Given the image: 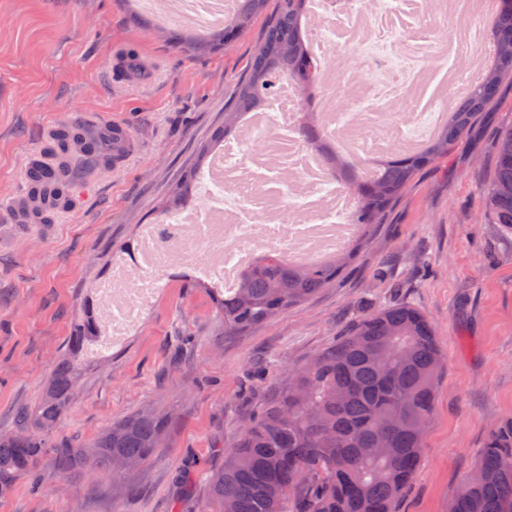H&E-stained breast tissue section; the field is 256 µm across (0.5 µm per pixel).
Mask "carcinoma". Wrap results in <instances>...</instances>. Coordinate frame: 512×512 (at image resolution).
Here are the masks:
<instances>
[{"mask_svg":"<svg viewBox=\"0 0 512 512\" xmlns=\"http://www.w3.org/2000/svg\"><path fill=\"white\" fill-rule=\"evenodd\" d=\"M266 2L244 0L237 16L204 37L162 26L158 30L186 55L218 51L248 29ZM501 3L489 23V78L471 88L421 151L382 161L372 182L348 181L359 201L357 223L363 230L354 246L326 263L302 268L289 266L282 254L269 251L244 274L233 295L212 292L224 332L258 325L341 278L407 186L448 156L479 113L497 99L504 81L512 79V0ZM308 4L279 0L212 141L236 132L243 114L259 102L273 70L288 71L305 99L317 94V75L299 27ZM303 130L332 171L348 168V161L318 137L314 113H305ZM53 150L74 156L73 165L63 167L58 185H43L34 173L27 174L31 199L38 200L46 221L71 183L72 167L94 170L116 162L112 130L96 131L80 123L55 136ZM194 181V172L183 174L170 191L166 211L179 209L192 197ZM487 198L494 223L512 233V127L498 137ZM100 328L95 316L83 313L69 337V357L50 370L41 401L19 412V432H0L1 495L17 478L35 472L47 455L61 475L90 468L120 486L163 446L166 419L151 409L110 424L92 440L50 441L78 383V353L100 335ZM442 367L435 327L420 310L390 305L364 315L305 368L289 375L276 397L242 425L224 464L206 476L197 512H399L419 465ZM507 459L512 460V417L490 430L472 467L482 473V480L475 483L465 474L448 499V512H512V468L504 466Z\"/></svg>","mask_w":512,"mask_h":512,"instance_id":"carcinoma-1","label":"carcinoma"}]
</instances>
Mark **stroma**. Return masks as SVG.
<instances>
[{
    "label": "stroma",
    "mask_w": 512,
    "mask_h": 512,
    "mask_svg": "<svg viewBox=\"0 0 512 512\" xmlns=\"http://www.w3.org/2000/svg\"><path fill=\"white\" fill-rule=\"evenodd\" d=\"M267 19L224 49L186 56L131 22L117 0H0V431L18 427L75 317L136 226L194 166L224 119ZM118 121L132 150L74 174L82 201L24 229L11 211L54 130ZM512 85L442 159L420 173L336 283L246 331L228 334L209 290L169 280L127 342L89 362L52 441L90 438L144 407L168 419L162 448L124 488L96 471L63 477L49 463L0 497V512H194L204 476L245 420L350 329L357 315L408 304L445 353L421 464L401 512H447L492 425L512 415V234L484 204Z\"/></svg>",
    "instance_id": "obj_1"
}]
</instances>
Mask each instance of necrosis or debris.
Wrapping results in <instances>:
<instances>
[{
  "mask_svg": "<svg viewBox=\"0 0 512 512\" xmlns=\"http://www.w3.org/2000/svg\"><path fill=\"white\" fill-rule=\"evenodd\" d=\"M148 12L202 33L241 0H144ZM493 0H310L301 21L320 93L305 100L287 72H275L265 103L201 170L197 201L138 227L132 254L113 257L95 288L104 325L88 353L121 346L175 272L220 292L237 287L256 254L274 248L288 263L311 265L357 236L359 202L344 175H331L300 130L304 112L345 153L370 137L367 164L389 153L420 151L451 107L438 91L456 69L482 76ZM451 22L436 37L430 18Z\"/></svg>",
  "mask_w": 512,
  "mask_h": 512,
  "instance_id": "obj_1",
  "label": "necrosis or debris"
}]
</instances>
